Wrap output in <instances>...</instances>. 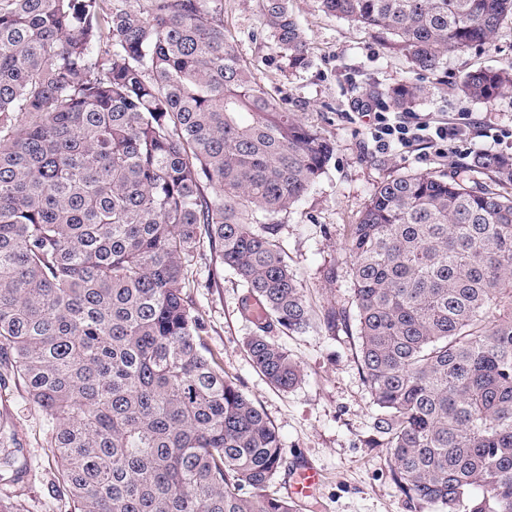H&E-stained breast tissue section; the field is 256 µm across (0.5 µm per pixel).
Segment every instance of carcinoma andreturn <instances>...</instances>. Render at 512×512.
<instances>
[{
	"mask_svg": "<svg viewBox=\"0 0 512 512\" xmlns=\"http://www.w3.org/2000/svg\"><path fill=\"white\" fill-rule=\"evenodd\" d=\"M318 2L429 75L512 15V0ZM260 25L289 73L308 66L289 0H261ZM511 88V64L461 84L487 102ZM421 94L385 90L403 112ZM333 152L243 63L223 0H0V356L45 414L74 512H295L272 489L279 436L184 289L209 246L260 307L253 365L297 386L265 335L310 318L272 220ZM471 167L487 180L374 187L348 226L352 313L368 444L396 488L422 510L512 512V157ZM14 444L0 438V481L27 474Z\"/></svg>",
	"mask_w": 512,
	"mask_h": 512,
	"instance_id": "1",
	"label": "carcinoma"
}]
</instances>
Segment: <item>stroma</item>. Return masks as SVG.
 <instances>
[{"label":"stroma","instance_id":"stroma-1","mask_svg":"<svg viewBox=\"0 0 512 512\" xmlns=\"http://www.w3.org/2000/svg\"><path fill=\"white\" fill-rule=\"evenodd\" d=\"M309 47L310 65L283 72L273 41L260 30L257 0H224V26L241 59L283 100L331 140L334 155L318 183L275 222L287 261L311 309L308 326L297 333L275 329L272 341L288 350L304 378L295 388L272 387L253 366L245 342L255 330L241 300L245 289L235 273L201 249L192 267L188 295L202 316L206 342L225 373L247 394L275 428L284 466L276 479L284 487L297 462L307 460L323 472L314 498L298 512H419L396 488L384 449L367 444L375 407L362 380L354 328H328V308L350 305V262L345 248L348 225L357 223L378 182L407 172L438 176L463 173L480 151L512 155V91L496 100L470 99L456 90L467 72L512 64V16L487 44L449 53L441 71L420 77L425 94L419 115L453 119L471 114L469 136L448 154L425 142L408 152L380 150L359 113V100L377 112L391 111L388 86L409 79L405 59L389 49L381 34L324 13L317 0H292ZM335 279H328V272ZM0 424L5 425L30 465L17 482H0V498L23 501L28 512H66L57 483V463L48 450L43 412L32 404L21 381L0 366Z\"/></svg>","mask_w":512,"mask_h":512}]
</instances>
